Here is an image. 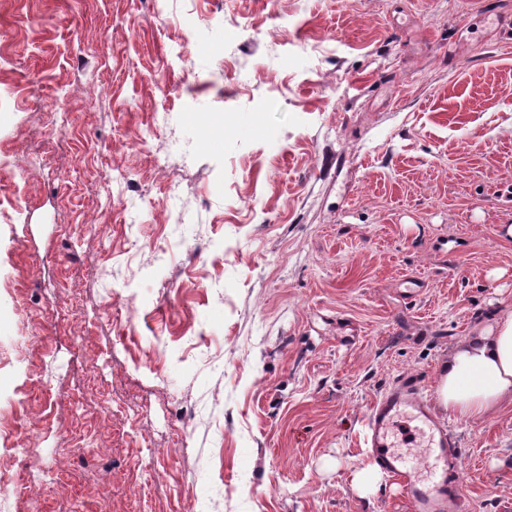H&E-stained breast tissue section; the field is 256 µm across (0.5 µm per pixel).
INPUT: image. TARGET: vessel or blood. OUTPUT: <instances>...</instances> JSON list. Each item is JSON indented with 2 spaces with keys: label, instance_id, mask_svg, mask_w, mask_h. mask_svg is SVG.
Returning a JSON list of instances; mask_svg holds the SVG:
<instances>
[{
  "label": "vessel or blood",
  "instance_id": "b4317fda",
  "mask_svg": "<svg viewBox=\"0 0 512 512\" xmlns=\"http://www.w3.org/2000/svg\"><path fill=\"white\" fill-rule=\"evenodd\" d=\"M362 439L412 512H446L460 486L458 445L425 399L420 375H401L375 399Z\"/></svg>",
  "mask_w": 512,
  "mask_h": 512
}]
</instances>
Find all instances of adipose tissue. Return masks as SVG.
Listing matches in <instances>:
<instances>
[{
	"label": "adipose tissue",
	"mask_w": 512,
	"mask_h": 512,
	"mask_svg": "<svg viewBox=\"0 0 512 512\" xmlns=\"http://www.w3.org/2000/svg\"><path fill=\"white\" fill-rule=\"evenodd\" d=\"M437 403L472 419L512 406V315L468 337L441 363Z\"/></svg>",
	"instance_id": "1"
}]
</instances>
